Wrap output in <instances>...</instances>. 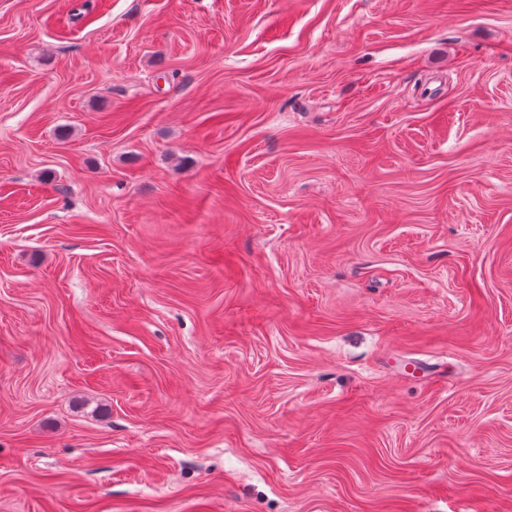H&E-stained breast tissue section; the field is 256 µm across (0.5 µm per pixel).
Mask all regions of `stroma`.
Here are the masks:
<instances>
[{
	"label": "stroma",
	"mask_w": 512,
	"mask_h": 512,
	"mask_svg": "<svg viewBox=\"0 0 512 512\" xmlns=\"http://www.w3.org/2000/svg\"><path fill=\"white\" fill-rule=\"evenodd\" d=\"M0 512H512V0H0Z\"/></svg>",
	"instance_id": "35a3bbf8"
}]
</instances>
